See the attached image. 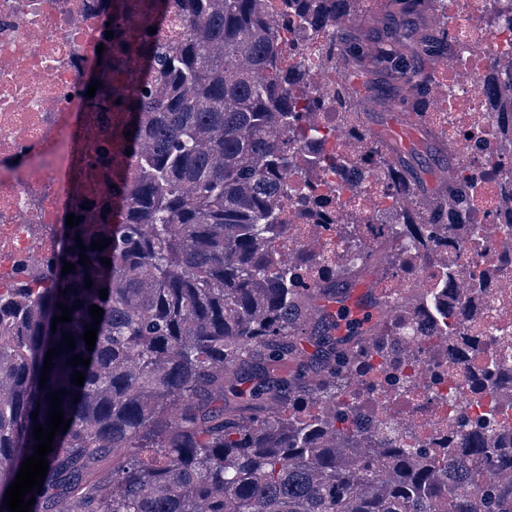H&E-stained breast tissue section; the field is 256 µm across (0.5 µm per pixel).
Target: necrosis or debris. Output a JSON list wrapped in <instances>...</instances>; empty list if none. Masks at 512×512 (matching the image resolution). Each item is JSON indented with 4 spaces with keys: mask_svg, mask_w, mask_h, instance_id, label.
<instances>
[{
    "mask_svg": "<svg viewBox=\"0 0 512 512\" xmlns=\"http://www.w3.org/2000/svg\"><path fill=\"white\" fill-rule=\"evenodd\" d=\"M456 12V31L474 32L481 45L477 55L454 58L448 79L464 89L461 103L471 120L459 124L451 141L459 146L466 166L482 164L499 155L502 144L494 131L500 120L488 109L481 89L491 72L512 73V29L491 26L474 30L473 14L492 10L496 0H447ZM95 0H0V288L14 277L18 264L57 247L50 231L85 196H108L112 186L94 181L91 162L112 136V115L91 108L79 90V74L94 60L99 43ZM289 65H304L315 89L323 95V110L336 109L335 60L326 37L313 51H305L303 37L289 31L284 42ZM344 136L329 135L325 143H294L288 177V255L320 253L336 247V226L353 192L336 193V176L311 171L309 162L318 151H335ZM316 204H300L304 192ZM497 187L488 185L483 206L487 219L479 233L476 252H468L470 227L460 224L448 243L413 255L415 273L395 279L397 295L430 287L433 267L450 265L453 284L445 299L462 306L468 318L464 330L453 336H383L366 351L367 375L351 382L337 398L341 405H361L375 425L407 420L422 426L431 447L442 446V433L455 402L477 406L479 395L465 381L468 372L485 359L497 360L509 373L496 398L504 406L502 427L495 440L512 447V332L496 338L484 336L489 320L512 304V212L496 203ZM491 276L485 292L473 290L475 273ZM483 335L484 345L462 364L451 385L432 386L435 373L447 369L448 357ZM409 381L416 388L406 401H396L394 386ZM454 402V403H455ZM368 430V437L376 432Z\"/></svg>",
    "mask_w": 512,
    "mask_h": 512,
    "instance_id": "necrosis-or-debris-1",
    "label": "necrosis or debris"
}]
</instances>
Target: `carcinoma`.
Listing matches in <instances>:
<instances>
[{"mask_svg": "<svg viewBox=\"0 0 512 512\" xmlns=\"http://www.w3.org/2000/svg\"><path fill=\"white\" fill-rule=\"evenodd\" d=\"M98 2L102 86L89 104L124 114L139 172L112 183L110 199L91 202L98 224L61 230L41 272L0 289V505L34 453L48 393L65 389L71 424L54 437L30 512H512V450L488 436L499 408L457 419L464 454L409 448L411 429L397 423L369 444L359 432L370 421L355 407L336 410V391L364 368L363 342L338 350L330 313L310 333L313 351L295 338L310 302L367 271L371 254L336 265L326 284L297 288L296 268L274 250L288 233L274 201L288 192V135L321 142L325 132L301 125L321 101L305 69L282 57L290 22L311 38L336 27L341 111L367 142L359 158L322 152L315 167L341 182L353 180L358 162L382 167L383 215L394 200H433L425 212H406L384 240L392 265L448 240L456 214L484 223L483 212L463 206L489 179L499 178L512 202V164L491 156L463 171L449 163L429 182L406 147L371 135L357 112L365 96L427 137L434 122L449 124L429 109L448 57V24H430L437 0H382L366 34L352 26L353 0H281L275 13L268 0H179L182 32L168 42L148 31L168 0ZM128 10L144 26L124 27L118 17ZM131 56L151 75L139 86L126 70ZM483 92L503 115L497 133L512 137V81L492 78ZM106 238L109 246L91 249ZM65 260L75 265L66 275ZM433 277L414 317L391 331H408L421 316L442 335L458 332L465 308L439 301L452 276L441 267ZM58 302L78 309L53 332ZM92 304L104 314L90 351L83 334ZM66 332L76 347L52 359L42 385L46 352L66 345ZM74 354L89 366H70ZM296 355L303 362L293 374H274ZM75 371L84 373L81 387L71 382ZM496 374L491 365L471 380L490 388Z\"/></svg>", "mask_w": 512, "mask_h": 512, "instance_id": "obj_1", "label": "carcinoma"}]
</instances>
